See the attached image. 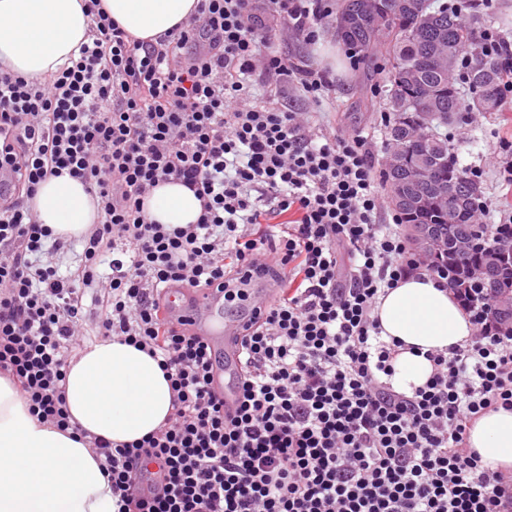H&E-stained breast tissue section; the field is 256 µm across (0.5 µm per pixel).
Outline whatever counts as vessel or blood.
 <instances>
[{
	"mask_svg": "<svg viewBox=\"0 0 512 512\" xmlns=\"http://www.w3.org/2000/svg\"><path fill=\"white\" fill-rule=\"evenodd\" d=\"M272 289L253 288L242 310L234 318L224 316V294L213 288L198 291L174 287L166 292L167 312L187 323L190 331L204 336L218 362L213 372V387L223 392L224 406L234 409L241 375V340L245 327L259 315L264 301L270 300Z\"/></svg>",
	"mask_w": 512,
	"mask_h": 512,
	"instance_id": "1",
	"label": "vessel or blood"
}]
</instances>
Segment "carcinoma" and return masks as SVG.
Returning a JSON list of instances; mask_svg holds the SVG:
<instances>
[{
    "mask_svg": "<svg viewBox=\"0 0 512 512\" xmlns=\"http://www.w3.org/2000/svg\"><path fill=\"white\" fill-rule=\"evenodd\" d=\"M390 10L381 15L364 8L368 0H338L336 29L346 50L365 54L378 50L387 61L379 75L385 97L393 114L387 127V155L400 151L403 166L384 163L381 179L390 189L389 203L400 214L404 229L413 225L432 226L444 239L467 235L481 245L467 254L452 249L427 259L448 270L451 288L463 301L472 304L475 281L469 271L490 266L499 289L512 291V224L477 222L481 188L471 171L460 165L448 147V137L437 128L453 123L470 110L497 112L502 107L500 92L502 57L477 47L480 15H462L435 0H388ZM451 50V68L440 70L435 57L440 50ZM473 50L463 77H455L461 54ZM431 113L429 131L414 139L416 125L413 105ZM436 162L426 188L427 208L416 210L396 202L401 191L411 190V175ZM453 183L464 189L452 203L456 223H448L447 202L442 191Z\"/></svg>",
    "mask_w": 512,
    "mask_h": 512,
    "instance_id": "obj_1",
    "label": "carcinoma"
}]
</instances>
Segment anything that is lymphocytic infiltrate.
Wrapping results in <instances>:
<instances>
[{
	"instance_id": "1",
	"label": "lymphocytic infiltrate",
	"mask_w": 512,
	"mask_h": 512,
	"mask_svg": "<svg viewBox=\"0 0 512 512\" xmlns=\"http://www.w3.org/2000/svg\"><path fill=\"white\" fill-rule=\"evenodd\" d=\"M335 0H197L149 43L83 0L87 40L43 80L0 69V376L40 423L100 456L118 512H512V475L468 446L486 411L512 408V332L465 306L475 333L412 394L375 314L386 289L429 266L384 200L361 136L320 120L333 83L279 52L266 20L316 42ZM293 88L311 104L280 100ZM69 176L98 222L70 240L39 223L37 186ZM177 181L194 224H157L144 200ZM128 260L111 258L117 242ZM80 246L60 274L45 255ZM111 274H103L104 260ZM261 272L275 290L243 336L242 398L226 418L201 337L165 318L163 293ZM98 299L97 309L85 297ZM116 338L157 358L173 411L115 444L72 424L73 352Z\"/></svg>"
}]
</instances>
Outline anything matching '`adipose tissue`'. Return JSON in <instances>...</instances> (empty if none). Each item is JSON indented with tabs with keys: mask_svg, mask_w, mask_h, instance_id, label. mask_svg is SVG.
<instances>
[{
	"mask_svg": "<svg viewBox=\"0 0 512 512\" xmlns=\"http://www.w3.org/2000/svg\"><path fill=\"white\" fill-rule=\"evenodd\" d=\"M83 0H0V65L29 79L62 66L86 38ZM132 36L150 40L187 21L197 0H104ZM32 205L42 223L65 236L84 233L97 209L84 185L69 176L48 179ZM160 224L195 223L193 191L160 184L145 202ZM375 314L385 341L400 344L390 379L412 394L433 372L427 354L465 344L474 327L448 288L425 274L402 279L379 297ZM65 396L73 422L90 434L130 443L157 430L172 412V391L157 360L117 340L74 357ZM468 443L493 471H512V409L476 421ZM116 500L91 448L33 418L16 388L0 378V512H116Z\"/></svg>",
	"mask_w": 512,
	"mask_h": 512,
	"instance_id": "ef3b65f1",
	"label": "adipose tissue"
}]
</instances>
